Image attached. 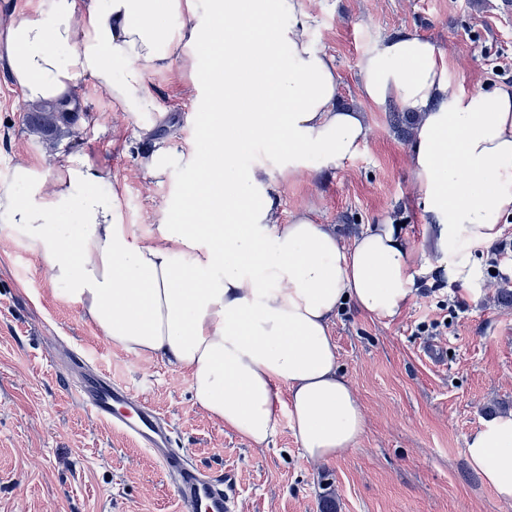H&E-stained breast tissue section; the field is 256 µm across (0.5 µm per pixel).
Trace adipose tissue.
<instances>
[{"label": "adipose tissue", "mask_w": 512, "mask_h": 512, "mask_svg": "<svg viewBox=\"0 0 512 512\" xmlns=\"http://www.w3.org/2000/svg\"><path fill=\"white\" fill-rule=\"evenodd\" d=\"M308 24L297 0H210L204 16L198 0H27L0 32V61L26 103L72 98L87 79L147 140L158 121L146 71L180 59L212 117L209 152L145 151L152 178L183 165L193 179L177 193L182 219L144 234L124 223L118 192L95 191L105 175L88 159L52 172L18 163L14 188L0 190V232L25 241L112 346L184 372L215 422L262 446L287 412L303 455L326 462L364 430L330 336L336 312L350 302L398 317L415 297L419 257L391 224L346 245L311 210L281 217L275 176L335 170L369 137L365 110L339 104L336 59L312 47ZM219 32L224 61L199 80V51ZM359 71L369 105L414 116L409 164L434 249L449 279L471 285V249L490 248L512 212V86L452 87L436 46L413 31L376 41ZM65 214L75 224L60 223ZM466 453L512 502V413L486 421Z\"/></svg>", "instance_id": "adipose-tissue-1"}]
</instances>
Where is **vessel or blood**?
I'll list each match as a JSON object with an SVG mask.
<instances>
[{
    "mask_svg": "<svg viewBox=\"0 0 512 512\" xmlns=\"http://www.w3.org/2000/svg\"><path fill=\"white\" fill-rule=\"evenodd\" d=\"M75 391L96 420L157 456L174 478L183 512H233L228 482L189 465L158 412L134 398L123 382L113 379L110 371L88 372L76 382Z\"/></svg>",
    "mask_w": 512,
    "mask_h": 512,
    "instance_id": "vessel-or-blood-1",
    "label": "vessel or blood"
}]
</instances>
